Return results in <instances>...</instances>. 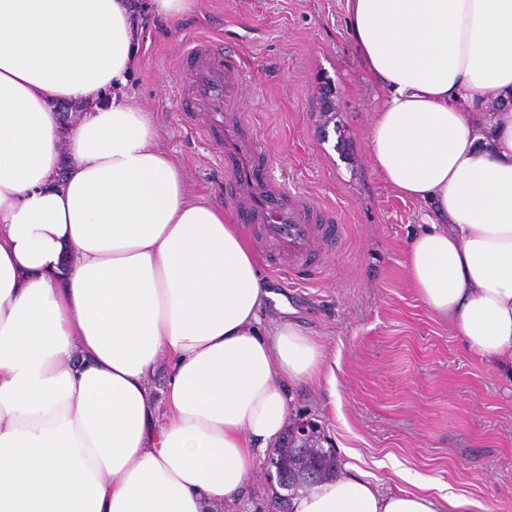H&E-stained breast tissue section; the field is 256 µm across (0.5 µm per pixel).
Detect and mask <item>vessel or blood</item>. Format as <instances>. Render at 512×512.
<instances>
[{"instance_id": "b4317fda", "label": "vessel or blood", "mask_w": 512, "mask_h": 512, "mask_svg": "<svg viewBox=\"0 0 512 512\" xmlns=\"http://www.w3.org/2000/svg\"><path fill=\"white\" fill-rule=\"evenodd\" d=\"M211 45V40L202 38L187 50L195 65L184 93V106L190 112H207L211 126L224 130L218 144L224 155V179L235 188L229 206L248 213L253 223L259 224L260 248H273L287 259L288 277L303 278L331 227L314 223L317 207L307 196L259 177V167L265 162L261 151L242 138L238 126L224 120L225 110L239 107L244 96L241 63L232 56L212 52Z\"/></svg>"}]
</instances>
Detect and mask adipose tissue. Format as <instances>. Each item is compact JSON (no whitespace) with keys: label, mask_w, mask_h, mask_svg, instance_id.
<instances>
[{"label":"adipose tissue","mask_w":512,"mask_h":512,"mask_svg":"<svg viewBox=\"0 0 512 512\" xmlns=\"http://www.w3.org/2000/svg\"><path fill=\"white\" fill-rule=\"evenodd\" d=\"M135 0H0V512H224L328 374L239 225L192 194L126 88ZM382 99L368 155L428 208L404 266L512 373V0H346ZM81 108L65 129L55 107ZM167 362L162 389L153 380ZM363 477L292 512H465Z\"/></svg>","instance_id":"ef3b65f1"}]
</instances>
